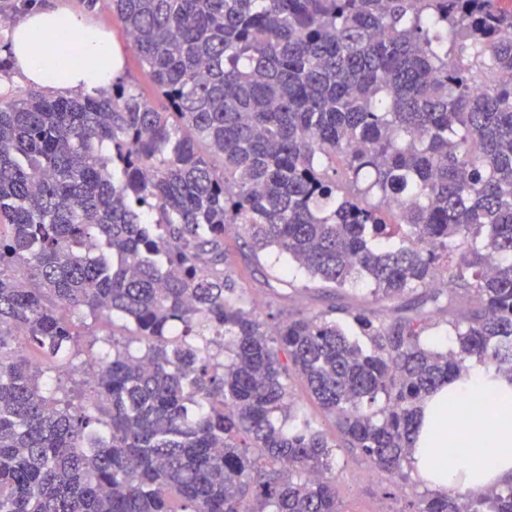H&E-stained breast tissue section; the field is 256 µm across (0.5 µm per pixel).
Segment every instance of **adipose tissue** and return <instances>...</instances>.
Here are the masks:
<instances>
[{
  "label": "adipose tissue",
  "instance_id": "1",
  "mask_svg": "<svg viewBox=\"0 0 512 512\" xmlns=\"http://www.w3.org/2000/svg\"><path fill=\"white\" fill-rule=\"evenodd\" d=\"M9 49L23 80L63 93L110 90L122 71L110 31L60 7L21 18ZM444 423L469 428L464 450L453 457L440 429ZM411 459L417 478L441 494L476 493L512 481V378L476 364L426 397Z\"/></svg>",
  "mask_w": 512,
  "mask_h": 512
}]
</instances>
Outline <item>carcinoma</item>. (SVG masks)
Wrapping results in <instances>:
<instances>
[{
	"label": "carcinoma",
	"mask_w": 512,
	"mask_h": 512,
	"mask_svg": "<svg viewBox=\"0 0 512 512\" xmlns=\"http://www.w3.org/2000/svg\"><path fill=\"white\" fill-rule=\"evenodd\" d=\"M111 2L164 108L121 78L0 101V512H340L338 448L406 479L427 394L474 357L512 375V9ZM230 226L288 285L381 308L270 324ZM77 312L130 336L78 365ZM62 365L93 406L46 382ZM410 507L512 512V483ZM288 384L290 385V390H291V394L299 401L303 402L306 407H307V410L312 414L314 415L315 419L317 420L318 424L323 428L325 429V431L327 432V435L330 439H335V431L332 427V424L331 422H329L328 420H326L322 415H321V412H320V409L314 404L312 403L307 395H306V391H305V388L303 386V384L297 379V378H290V380H288Z\"/></svg>",
	"instance_id": "carcinoma-1"
}]
</instances>
